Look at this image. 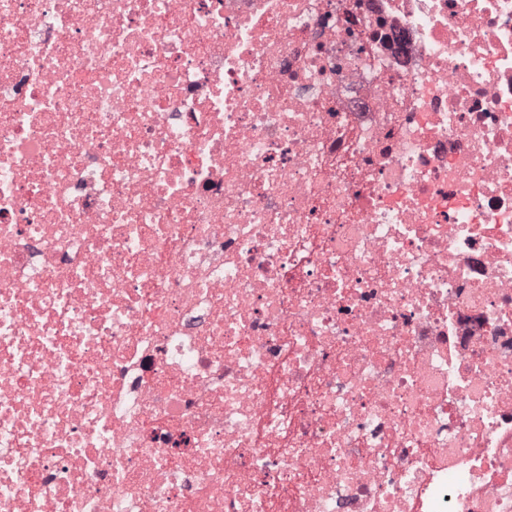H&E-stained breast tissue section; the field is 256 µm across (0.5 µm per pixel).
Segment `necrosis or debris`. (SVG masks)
Returning <instances> with one entry per match:
<instances>
[{
    "mask_svg": "<svg viewBox=\"0 0 512 512\" xmlns=\"http://www.w3.org/2000/svg\"><path fill=\"white\" fill-rule=\"evenodd\" d=\"M0 512H512V0H0Z\"/></svg>",
    "mask_w": 512,
    "mask_h": 512,
    "instance_id": "obj_1",
    "label": "necrosis or debris"
}]
</instances>
